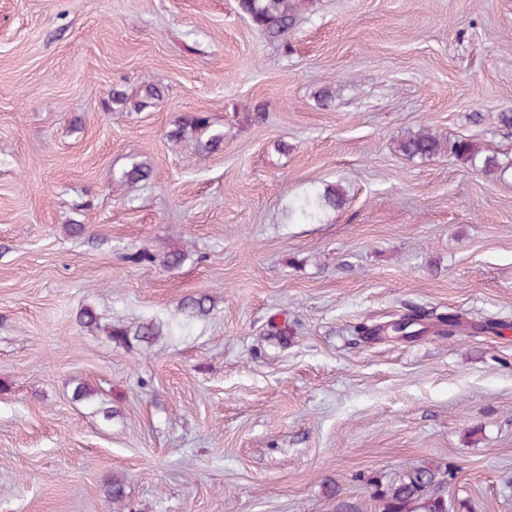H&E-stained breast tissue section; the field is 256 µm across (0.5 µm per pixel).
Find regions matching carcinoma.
<instances>
[{
  "mask_svg": "<svg viewBox=\"0 0 512 512\" xmlns=\"http://www.w3.org/2000/svg\"><path fill=\"white\" fill-rule=\"evenodd\" d=\"M305 0H239L240 11L252 25L269 39L282 40L288 36L300 17L301 5ZM160 97V90L154 85L146 86L133 100L121 90L112 93L116 109L142 111ZM170 136L188 138L192 141L197 155L210 153L224 143V131L211 128L208 119L201 115H187L170 132ZM397 150L414 159L434 158L450 154L461 160L478 174L486 177L506 172L509 164L495 154L484 151L475 142L467 139L450 141L436 134L420 132L402 138ZM151 169L143 163H135L121 173V179L136 184L149 179ZM346 193L339 185H328L315 189L300 197L291 205L289 215L302 222H315L329 210H336L344 204ZM414 321L400 317L374 327L375 333L390 331L403 334ZM165 326L155 321L141 323L132 329L116 326L107 333L118 342L137 340L151 342L164 335ZM446 483V473L432 466H416L378 493L379 512H448L447 499L440 493Z\"/></svg>",
  "mask_w": 512,
  "mask_h": 512,
  "instance_id": "1",
  "label": "carcinoma"
}]
</instances>
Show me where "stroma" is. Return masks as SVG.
I'll return each mask as SVG.
<instances>
[{"label":"stroma","mask_w":512,"mask_h":512,"mask_svg":"<svg viewBox=\"0 0 512 512\" xmlns=\"http://www.w3.org/2000/svg\"><path fill=\"white\" fill-rule=\"evenodd\" d=\"M510 110L512 0H309L284 44L237 0H0V512H115L114 478L126 512H374L424 463L448 512H512V170L396 149L510 159ZM190 113L220 150L171 138ZM395 313L425 333H362ZM159 97L160 90L154 85L146 86L138 95V99L133 101V103L129 95L121 90H114L112 93V102L116 107H113V111H128L131 107L136 111H142L153 104L152 100L158 99ZM397 150L409 159H426L441 154H450L469 164L476 173L486 177L501 175L511 165L496 154L487 153L471 140L450 141L428 132L411 134L402 138L398 142ZM346 193L339 185H327L300 197L289 208V215L302 222L319 221L328 210H336L344 204ZM164 329V324L151 320L137 325L135 329L122 326L111 327L107 336L118 342H128L131 339L140 342H151L160 336H164Z\"/></svg>","instance_id":"35a3bbf8"}]
</instances>
